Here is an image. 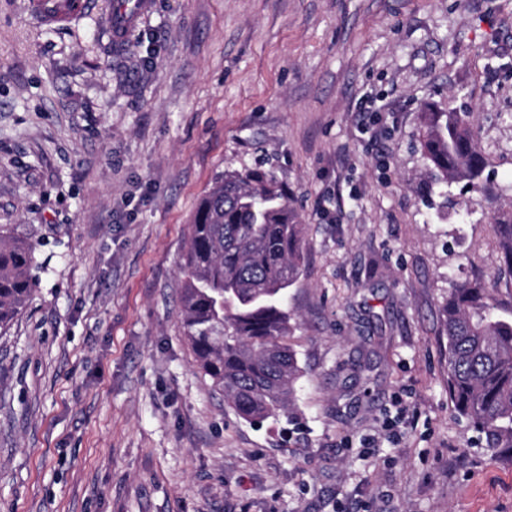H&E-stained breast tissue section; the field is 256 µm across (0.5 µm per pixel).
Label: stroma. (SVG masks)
I'll use <instances>...</instances> for the list:
<instances>
[{
	"label": "stroma",
	"instance_id": "stroma-1",
	"mask_svg": "<svg viewBox=\"0 0 512 512\" xmlns=\"http://www.w3.org/2000/svg\"><path fill=\"white\" fill-rule=\"evenodd\" d=\"M0 0V225L37 288L0 333V512H512V457L448 398L443 306L512 316V0ZM486 169L420 188V115ZM274 172L298 210L290 413L237 415L179 317L200 198ZM151 7L150 0H134L131 6L123 5L117 13H111L108 28L116 41L123 39L125 33L130 30Z\"/></svg>",
	"mask_w": 512,
	"mask_h": 512
}]
</instances>
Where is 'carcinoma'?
<instances>
[{
  "label": "carcinoma",
  "mask_w": 512,
  "mask_h": 512,
  "mask_svg": "<svg viewBox=\"0 0 512 512\" xmlns=\"http://www.w3.org/2000/svg\"><path fill=\"white\" fill-rule=\"evenodd\" d=\"M429 185L474 181L485 160L464 112L421 113ZM512 264V216L497 220ZM303 224L276 175L227 170L199 201L182 267V325L199 368L250 421L290 411L302 377L289 343L287 290L303 265ZM36 244L0 230V329L31 299ZM490 289H448V397L490 450L512 455V317L498 315Z\"/></svg>",
  "instance_id": "cac0c4a2"
}]
</instances>
